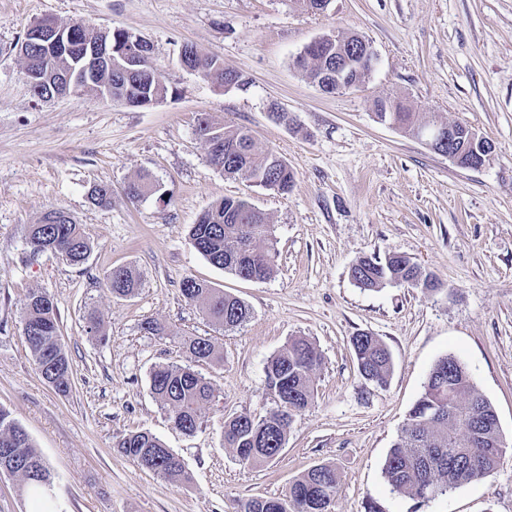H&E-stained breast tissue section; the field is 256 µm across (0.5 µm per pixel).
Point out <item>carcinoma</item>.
I'll return each instance as SVG.
<instances>
[{
  "label": "carcinoma",
  "mask_w": 512,
  "mask_h": 512,
  "mask_svg": "<svg viewBox=\"0 0 512 512\" xmlns=\"http://www.w3.org/2000/svg\"><path fill=\"white\" fill-rule=\"evenodd\" d=\"M134 33L121 28L106 32L88 29L75 33L76 43L109 40L123 45ZM19 51L30 59L44 52L41 41L25 32ZM145 74L135 86L120 70L112 75H97V81L112 86V97L152 98L166 96L168 88L158 78L152 58V46L144 48ZM336 47L300 65L306 79H316L325 55ZM192 68L204 79L219 83H237L235 71L224 68L217 57L203 56L195 49L188 57ZM376 117L390 122L412 137L420 138L437 124L433 117L400 106L396 112H378ZM205 129L220 145L208 146V162L227 176L247 181L264 180L279 184L280 192L291 190L295 174L288 164L270 150L260 151L250 130L237 125L202 121ZM190 242L216 268L248 280L252 273L260 279L274 272L275 252L272 229L267 217L248 206L243 197H224L212 205L191 225ZM25 240L31 253L50 249L67 255L72 265L83 264L91 250L80 225L64 211L46 212L36 223L25 227ZM352 281L368 291L387 284L420 288L431 293L442 291V282L406 256H372L351 267ZM108 290L115 297H128L139 290V280L128 267H118L106 276ZM181 293L215 324L226 330L242 325L249 308L240 299L192 277L183 280ZM22 333L36 369L55 391L67 394L72 389L73 369L59 338L57 306L45 292L28 295L22 319ZM360 376L378 386L387 384L393 369L388 347L376 336L362 332L352 338ZM189 357L197 362L217 357L215 345L202 337L184 340ZM321 365V356L309 340L294 338L268 362L266 385L276 408L260 419L247 414L224 422V445L232 448L239 461L257 466L271 461L285 447L291 423L283 421L282 408L294 413L305 410L314 396L313 375ZM152 393L167 407L181 431H196L202 408L214 397V389L201 374L178 364H159L150 373ZM118 448L138 466L157 475L176 478L185 475L182 460L156 436L143 431L125 435ZM504 454L496 412L477 392L468 372L457 358L446 355L431 368L423 392L390 448L383 475L394 491L426 499L429 490L442 495L451 489L490 475ZM0 474L19 478L36 490L51 484V472L40 450L29 435L0 408ZM338 477L332 467L319 465L297 477L286 494L277 498H251L243 501L238 512H330L338 491Z\"/></svg>",
  "instance_id": "1"
}]
</instances>
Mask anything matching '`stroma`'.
Masks as SVG:
<instances>
[{"instance_id":"1","label":"stroma","mask_w":512,"mask_h":512,"mask_svg":"<svg viewBox=\"0 0 512 512\" xmlns=\"http://www.w3.org/2000/svg\"><path fill=\"white\" fill-rule=\"evenodd\" d=\"M51 18L94 31L124 28L150 42L169 93L146 107L72 94L42 101L24 78L16 44ZM356 34L377 64L363 88L323 93L295 61L315 37ZM241 72L224 89L183 70L184 45ZM463 123L493 146L464 168L377 119V99ZM292 114L275 122L271 105ZM249 128L256 145L295 173L280 194L225 176L196 134L203 118ZM149 175L161 196L135 201L128 183ZM96 184L112 190L93 205ZM241 196L267 214L274 274L247 281L212 266L189 240L214 202ZM60 209L91 243L84 264L32 254L26 225ZM401 253L445 285L358 288L360 258ZM141 286L112 296V268ZM208 282L250 309L241 326L213 325L181 295L185 277ZM58 307L74 383L62 395L39 376L22 335L29 293ZM96 311L100 332H87ZM167 324L168 336L145 332ZM368 331L390 349L385 386L364 381L351 338ZM209 337L221 358L190 363L184 339ZM307 337L322 357L310 406L295 416L282 452L251 467L224 445L227 417L260 418L274 402L268 360ZM456 356L493 406L506 453L488 477L419 500L392 490L387 453L442 356ZM193 365L217 391L193 434L175 427L150 389L166 363ZM0 408L40 449L53 476V512H236L239 501L279 497L316 465L336 469L332 512H512V0H0ZM147 431L180 456L188 479L163 478L123 456L117 442Z\"/></svg>"}]
</instances>
